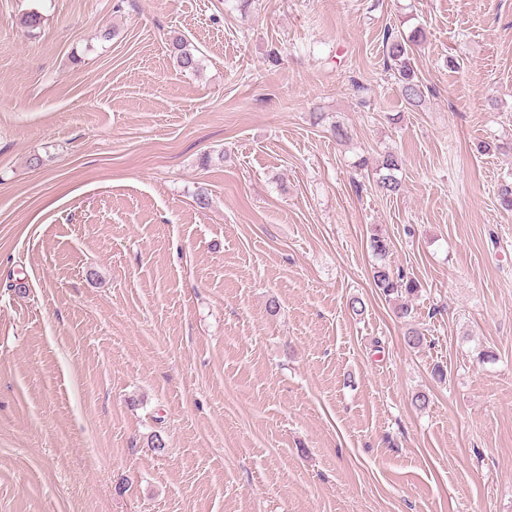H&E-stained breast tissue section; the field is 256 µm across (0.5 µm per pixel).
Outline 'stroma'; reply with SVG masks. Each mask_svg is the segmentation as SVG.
<instances>
[{
    "label": "stroma",
    "instance_id": "1",
    "mask_svg": "<svg viewBox=\"0 0 512 512\" xmlns=\"http://www.w3.org/2000/svg\"><path fill=\"white\" fill-rule=\"evenodd\" d=\"M510 187L512 0H0V512H512ZM415 40L404 39L395 35L389 29L384 33L383 43L387 57L399 68L400 94L404 101L411 107L417 108L421 105L423 98L422 85L416 79L415 72L410 63L413 42ZM169 47L170 53L173 54L180 68L192 72L198 70L200 60L184 39L173 38ZM403 166L402 157L396 152H387L382 156L379 164V171L384 170L386 173L379 177L378 185L383 192L387 194H395L399 192L401 183L395 175ZM390 246L391 241L389 238L379 229L375 228L369 236L368 247L372 255L380 260L381 263L373 265V283L386 297L396 295V297L402 298L403 294L408 297L414 296L419 292V283L402 273L395 275L385 262L390 253Z\"/></svg>",
    "mask_w": 512,
    "mask_h": 512
}]
</instances>
